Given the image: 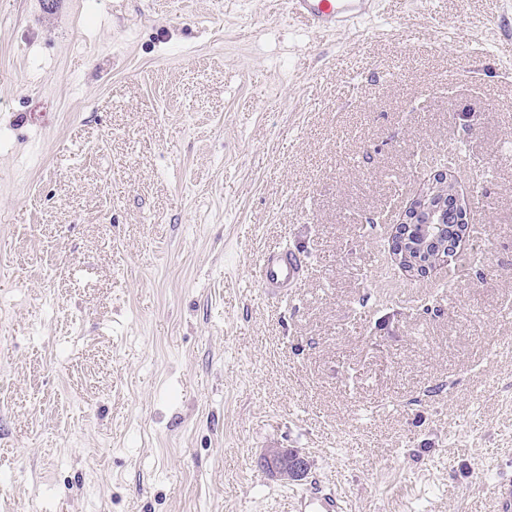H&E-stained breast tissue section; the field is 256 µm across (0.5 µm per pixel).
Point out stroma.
I'll return each mask as SVG.
<instances>
[{"mask_svg": "<svg viewBox=\"0 0 512 512\" xmlns=\"http://www.w3.org/2000/svg\"><path fill=\"white\" fill-rule=\"evenodd\" d=\"M471 269L393 223L443 163ZM308 272L271 300L264 250ZM302 481L256 465L267 444ZM512 474V0H0V512H494ZM377 0H286L287 12L324 32L356 28L376 9ZM288 448H264L257 458V466L273 479L288 483L300 481L308 470L307 459L299 452L288 453ZM349 510L346 500L337 491H325L314 483L293 499V512H344Z\"/></svg>", "mask_w": 512, "mask_h": 512, "instance_id": "stroma-1", "label": "stroma"}]
</instances>
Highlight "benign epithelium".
I'll use <instances>...</instances> for the list:
<instances>
[{
    "label": "benign epithelium",
    "instance_id": "obj_1",
    "mask_svg": "<svg viewBox=\"0 0 512 512\" xmlns=\"http://www.w3.org/2000/svg\"><path fill=\"white\" fill-rule=\"evenodd\" d=\"M450 211L456 222H469V210L460 199L457 178L443 169L434 173L424 191L413 196L390 236L395 260H411L410 273L423 277L437 266L450 267L456 262L460 242L448 241ZM257 466L271 478L288 483L301 480L309 463L296 451L290 453L276 447L264 449Z\"/></svg>",
    "mask_w": 512,
    "mask_h": 512
}]
</instances>
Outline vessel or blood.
<instances>
[{
  "mask_svg": "<svg viewBox=\"0 0 512 512\" xmlns=\"http://www.w3.org/2000/svg\"><path fill=\"white\" fill-rule=\"evenodd\" d=\"M377 0H286L289 14L324 32L356 28L376 9ZM307 263L291 251L263 253L255 267L256 280L265 295L276 297L304 280ZM292 512H347L346 500L335 491L312 486L291 503Z\"/></svg>",
  "mask_w": 512,
  "mask_h": 512,
  "instance_id": "obj_1",
  "label": "vessel or blood"
}]
</instances>
